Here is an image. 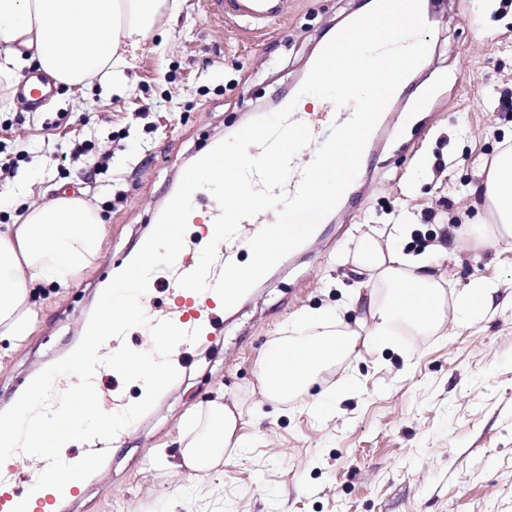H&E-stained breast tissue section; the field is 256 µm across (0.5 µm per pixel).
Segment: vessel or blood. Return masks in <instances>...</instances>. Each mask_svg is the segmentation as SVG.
I'll return each mask as SVG.
<instances>
[{
    "mask_svg": "<svg viewBox=\"0 0 512 512\" xmlns=\"http://www.w3.org/2000/svg\"><path fill=\"white\" fill-rule=\"evenodd\" d=\"M211 7L218 19H231L250 23L256 28H264L269 21L281 18L285 10V0H210ZM311 143L298 151L291 161V174L284 187L286 193L297 189L303 168L314 158L315 152L329 136L330 126L310 125ZM267 224L264 215H256L241 222L237 233L223 241L217 249L216 261L209 273V282H216L222 268L230 262H240L243 252L248 251L249 241ZM210 234L195 236L186 241L182 251L172 267L157 269L151 276L150 289L141 299L143 310L151 324L160 320H169L181 329L190 331L200 329L201 341L218 335L220 331L219 315L223 310L219 297L213 291L196 293L178 284L181 275L195 269L202 248L210 241ZM166 284L170 301L164 307H157L155 288ZM45 459L17 453L10 457L7 464L0 466V512H12L20 501H27V512H57L62 497L80 496L78 486L67 485L64 491L44 488L35 492L31 498H24L18 489L20 481L36 483L40 473L46 468Z\"/></svg>",
    "mask_w": 512,
    "mask_h": 512,
    "instance_id": "1",
    "label": "vessel or blood"
}]
</instances>
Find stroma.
Listing matches in <instances>:
<instances>
[{
  "mask_svg": "<svg viewBox=\"0 0 512 512\" xmlns=\"http://www.w3.org/2000/svg\"><path fill=\"white\" fill-rule=\"evenodd\" d=\"M363 6L287 0L282 20L255 33L218 21L209 0H179L128 69L127 92L92 83L76 111L59 87L37 108L0 90V143L27 155L0 186V225L65 194L105 224L97 261L71 287L37 289L26 343L0 342V411L77 343V322L133 259L183 168L291 96L322 39ZM430 11L429 63L370 150L371 189L322 225L320 256L273 269L223 314L221 336L191 351L166 397L59 512H512V243L468 233L482 213L474 189L512 143V8L431 0ZM82 142L111 144L107 172L90 175L85 157L71 156ZM117 190L124 202L107 209ZM400 222L447 236L427 253L448 297L481 278L491 299L467 326L450 315L418 339L402 328L337 365L327 378L336 394L320 414L300 401L267 403L255 373L269 340L306 309L341 305L361 281L357 238L391 245ZM218 397L237 405L245 446L205 481L173 489L156 451L177 456L180 416Z\"/></svg>",
  "mask_w": 512,
  "mask_h": 512,
  "instance_id": "1",
  "label": "stroma"
}]
</instances>
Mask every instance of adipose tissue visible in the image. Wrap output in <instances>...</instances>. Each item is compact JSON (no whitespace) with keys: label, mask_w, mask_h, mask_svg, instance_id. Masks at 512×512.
<instances>
[{"label":"adipose tissue","mask_w":512,"mask_h":512,"mask_svg":"<svg viewBox=\"0 0 512 512\" xmlns=\"http://www.w3.org/2000/svg\"><path fill=\"white\" fill-rule=\"evenodd\" d=\"M177 9V0H0V75L18 85L34 67L57 86L79 89L96 78L123 93L130 56L150 38L158 19ZM481 194L490 236L511 241L512 148L494 158ZM101 245V218L77 197L30 205L1 227L0 341L16 346L28 336L35 284L70 287L97 260ZM352 262L366 279L350 299L365 301V316L349 323L338 310L310 309L278 331L257 365L265 400L285 405L304 397L310 410H320L323 401L313 398V388L355 353L359 336H390L402 325L425 332L442 323L447 290L429 272L426 255L397 245L383 250L365 234ZM286 353L291 363H282ZM239 419L220 398L182 417L177 468L201 474L237 453L244 445Z\"/></svg>","instance_id":"1"}]
</instances>
